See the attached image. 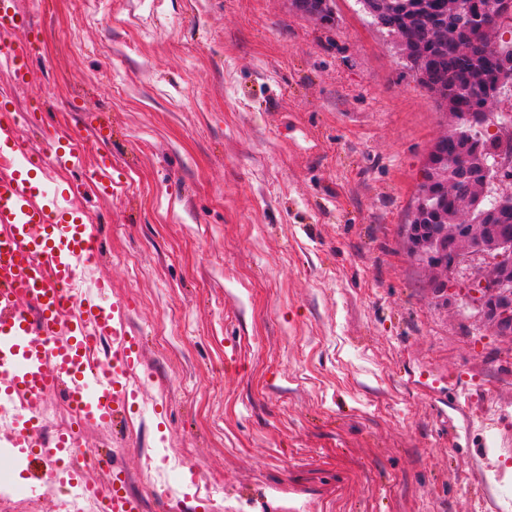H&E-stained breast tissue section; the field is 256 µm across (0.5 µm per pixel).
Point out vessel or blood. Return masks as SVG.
<instances>
[{"label":"vessel or blood","instance_id":"b4317fda","mask_svg":"<svg viewBox=\"0 0 512 512\" xmlns=\"http://www.w3.org/2000/svg\"><path fill=\"white\" fill-rule=\"evenodd\" d=\"M19 0H0V67L23 82L39 56L41 41ZM82 150L77 134L54 131L33 150L18 132L9 110L0 111V415H11L15 434L1 452L26 448L35 460L74 447L71 438L32 443L46 394L71 398L83 418L118 421L126 405L128 376L138 363L140 343L115 319L118 303L82 298L76 318L60 312L71 298L67 285L80 265L95 263L100 242L94 225L71 206V190L50 189L52 168L71 163ZM88 180L100 195H111L112 158L100 155ZM112 342L107 368L88 367L90 341ZM109 512H140L127 494V474L113 467Z\"/></svg>","mask_w":512,"mask_h":512}]
</instances>
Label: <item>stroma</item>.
Returning a JSON list of instances; mask_svg holds the SVG:
<instances>
[{
    "mask_svg": "<svg viewBox=\"0 0 512 512\" xmlns=\"http://www.w3.org/2000/svg\"><path fill=\"white\" fill-rule=\"evenodd\" d=\"M21 3L42 61L15 112L50 102L115 165L79 290L109 283L143 362L126 422L78 437L142 512H498L512 342L470 270L438 294L408 251L452 120L360 0L330 25L290 0ZM35 473L0 512H70L67 473Z\"/></svg>",
    "mask_w": 512,
    "mask_h": 512,
    "instance_id": "obj_1",
    "label": "stroma"
}]
</instances>
